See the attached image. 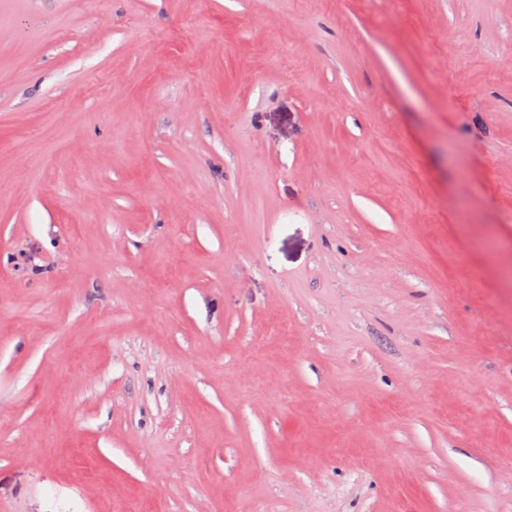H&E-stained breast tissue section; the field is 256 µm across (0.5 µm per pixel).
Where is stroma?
Segmentation results:
<instances>
[{"label":"stroma","instance_id":"stroma-1","mask_svg":"<svg viewBox=\"0 0 512 512\" xmlns=\"http://www.w3.org/2000/svg\"><path fill=\"white\" fill-rule=\"evenodd\" d=\"M0 512H512V0H0Z\"/></svg>","mask_w":512,"mask_h":512}]
</instances>
